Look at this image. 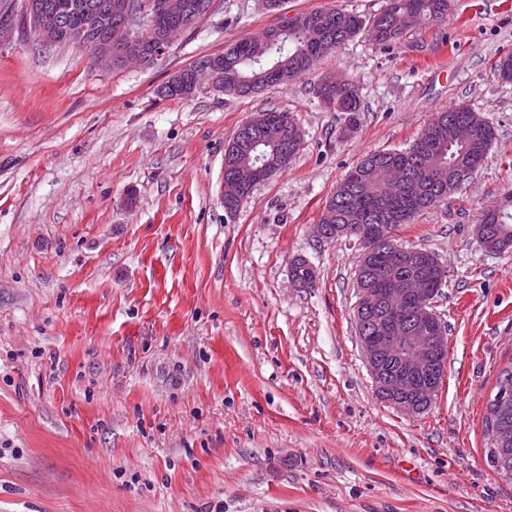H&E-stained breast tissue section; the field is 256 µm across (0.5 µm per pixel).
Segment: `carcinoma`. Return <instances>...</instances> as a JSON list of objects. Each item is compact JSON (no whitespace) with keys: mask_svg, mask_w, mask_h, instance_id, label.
I'll list each match as a JSON object with an SVG mask.
<instances>
[{"mask_svg":"<svg viewBox=\"0 0 512 512\" xmlns=\"http://www.w3.org/2000/svg\"><path fill=\"white\" fill-rule=\"evenodd\" d=\"M449 0H385L369 19L342 9H320L293 16L288 32L271 44L240 40L224 49V91L248 96L266 87L286 85L310 71L327 52L365 31L386 47L425 21L441 22ZM322 101L338 112L359 111L351 83L338 88L320 84ZM273 126L261 129L243 124L224 149V176L229 178L255 160L275 174L288 168L299 150L302 135L287 112H269ZM493 128L467 106L439 112L414 143L404 151H376L353 166L328 200L320 223L335 229L342 224H412L447 194L448 172L477 174L492 146ZM488 228L493 238L476 234L488 252L512 247V189L484 211L475 230ZM417 264L436 280L438 258L420 250ZM487 457L494 471L512 481V410L498 408L492 399L484 419Z\"/></svg>","mask_w":512,"mask_h":512,"instance_id":"1","label":"carcinoma"}]
</instances>
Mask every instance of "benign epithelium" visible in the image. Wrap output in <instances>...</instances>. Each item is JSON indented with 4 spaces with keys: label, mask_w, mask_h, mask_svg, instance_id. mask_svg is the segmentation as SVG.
<instances>
[{
    "label": "benign epithelium",
    "mask_w": 512,
    "mask_h": 512,
    "mask_svg": "<svg viewBox=\"0 0 512 512\" xmlns=\"http://www.w3.org/2000/svg\"><path fill=\"white\" fill-rule=\"evenodd\" d=\"M215 6L210 0H82L79 4L82 26L68 34L71 42L90 44V54L100 68L112 67V14L121 16L118 40L121 65L148 62L162 55L174 37L210 17ZM163 17H179L183 22L161 27L152 47H146L143 34L157 26ZM25 18L33 35L45 46L60 42V32L51 19L47 0H26ZM224 88L216 59L210 58L192 69L186 85L193 94L202 80ZM253 166L243 168L241 175L224 180L221 198H244L246 185L254 184ZM342 233L355 235L362 254H380L388 270L409 265L414 260L413 248L396 242L397 232L378 234L367 224H347ZM382 287L359 289V308L356 317L365 309H381L377 331L361 336L359 342L375 389L380 399L398 412L418 417L435 400L434 371L440 363L448 362V336L439 333L440 323L430 307L432 289L422 287L416 278L383 279Z\"/></svg>",
    "instance_id": "1"
}]
</instances>
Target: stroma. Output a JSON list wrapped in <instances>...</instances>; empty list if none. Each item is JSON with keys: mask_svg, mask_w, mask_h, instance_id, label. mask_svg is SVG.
Wrapping results in <instances>:
<instances>
[{"mask_svg": "<svg viewBox=\"0 0 512 512\" xmlns=\"http://www.w3.org/2000/svg\"><path fill=\"white\" fill-rule=\"evenodd\" d=\"M0 0V512H512L483 420L512 365V250L474 226L512 188V0H453L389 47L359 34L285 87L236 96L177 73L298 13L384 0H218L153 63L45 48ZM357 92L328 108L322 78ZM467 105L495 130L461 192L402 226L447 268L448 363L431 408L376 395L356 335V239L312 234L348 170ZM291 113L288 169L232 215L224 149ZM302 258L316 284L295 288ZM326 79L319 87L322 101L338 112H349L350 115H355L354 112L359 111V101L352 84L347 82L342 87L336 88V85L327 84Z\"/></svg>", "mask_w": 512, "mask_h": 512, "instance_id": "stroma-1", "label": "stroma"}]
</instances>
